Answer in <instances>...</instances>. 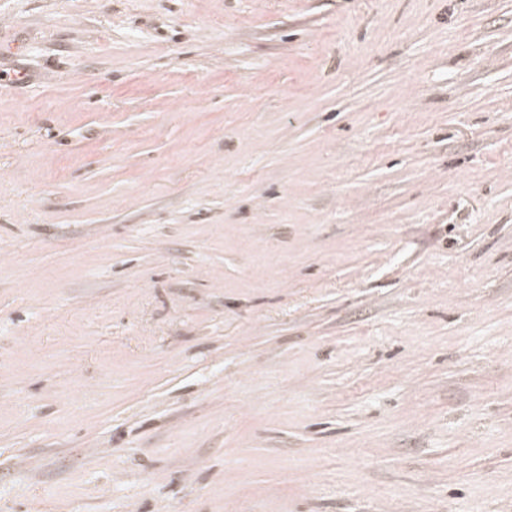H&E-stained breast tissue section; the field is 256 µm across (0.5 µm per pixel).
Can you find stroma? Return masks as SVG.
I'll list each match as a JSON object with an SVG mask.
<instances>
[{
    "mask_svg": "<svg viewBox=\"0 0 512 512\" xmlns=\"http://www.w3.org/2000/svg\"><path fill=\"white\" fill-rule=\"evenodd\" d=\"M0 512H512V0H0Z\"/></svg>",
    "mask_w": 512,
    "mask_h": 512,
    "instance_id": "obj_1",
    "label": "stroma"
}]
</instances>
